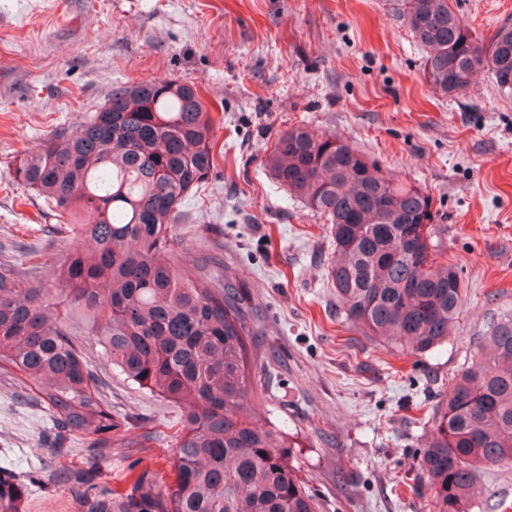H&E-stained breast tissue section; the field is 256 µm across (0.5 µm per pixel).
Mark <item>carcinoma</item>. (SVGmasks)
Returning <instances> with one entry per match:
<instances>
[{"mask_svg": "<svg viewBox=\"0 0 512 512\" xmlns=\"http://www.w3.org/2000/svg\"><path fill=\"white\" fill-rule=\"evenodd\" d=\"M404 18L425 48V74L455 97L487 72L512 94V25L489 44L448 0H404ZM197 88L154 78L112 92L72 133L50 135L11 172L44 199L66 233L51 311L50 289L0 262V371L36 386L55 439L92 434L93 455L145 447L152 433L120 435L83 337L127 380L183 410L173 477L145 467L123 490L98 487L82 468L67 481L82 512H320V504L270 430L251 422L261 398L249 374L253 330L237 289L206 271L193 250L168 249L179 206L222 151ZM272 178L326 218L336 244L326 277L346 319L391 348L425 353L448 342L462 308L457 271L434 241L429 194L382 173L333 133L294 127L275 140ZM201 269L194 280L180 266ZM488 355L451 380L433 409L419 479L434 512H471L479 473L512 467V315L487 331ZM26 487L0 474V512H25Z\"/></svg>", "mask_w": 512, "mask_h": 512, "instance_id": "1", "label": "carcinoma"}]
</instances>
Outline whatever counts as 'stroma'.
I'll return each mask as SVG.
<instances>
[{"label": "stroma", "instance_id": "stroma-1", "mask_svg": "<svg viewBox=\"0 0 512 512\" xmlns=\"http://www.w3.org/2000/svg\"><path fill=\"white\" fill-rule=\"evenodd\" d=\"M490 42L512 0H448ZM425 51L402 0H0V259L52 282L64 245L42 198L11 179L26 153L83 124L117 86L171 78L223 107V154L180 208L176 249L207 246L212 273L240 291L254 329L255 405L321 512H428L417 490L429 419L455 374L512 314V96L488 73L455 98L425 80ZM336 134L382 171L430 194L436 235L459 274L451 340L424 354L387 348L346 320L326 279L323 216L270 177L277 136ZM89 362L127 438L146 447L95 458L74 434L58 455L29 385L0 376V472L28 489L26 512H81L59 469L120 486L130 465L169 476L178 407ZM512 505V468L481 473L473 512Z\"/></svg>", "mask_w": 512, "mask_h": 512}]
</instances>
